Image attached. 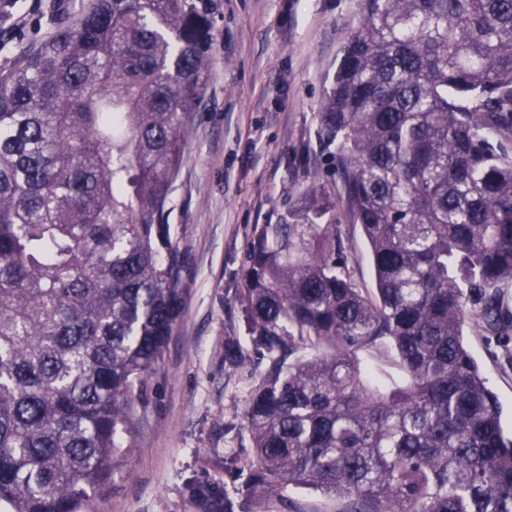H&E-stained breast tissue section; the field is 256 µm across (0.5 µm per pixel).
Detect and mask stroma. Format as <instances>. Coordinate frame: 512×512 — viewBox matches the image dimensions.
Returning a JSON list of instances; mask_svg holds the SVG:
<instances>
[{
    "instance_id": "obj_1",
    "label": "stroma",
    "mask_w": 512,
    "mask_h": 512,
    "mask_svg": "<svg viewBox=\"0 0 512 512\" xmlns=\"http://www.w3.org/2000/svg\"><path fill=\"white\" fill-rule=\"evenodd\" d=\"M89 0H0L26 23L0 42V73ZM211 75L168 204L183 259L184 296L163 359L139 408L134 447L94 502L95 512H196L185 487L223 484L224 458L250 445L244 419L264 374L261 352L224 359V342L248 332L239 300L254 225L280 224L311 187L336 203L343 258L362 291L375 286L367 242L353 224L340 176L328 161L317 114L360 0H215ZM465 342L512 434V335L466 327Z\"/></svg>"
}]
</instances>
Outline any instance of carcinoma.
Segmentation results:
<instances>
[{
    "label": "carcinoma",
    "instance_id": "1",
    "mask_svg": "<svg viewBox=\"0 0 512 512\" xmlns=\"http://www.w3.org/2000/svg\"><path fill=\"white\" fill-rule=\"evenodd\" d=\"M214 0H93L0 75V512H93L182 301L168 203L209 79ZM318 124L375 271L322 188L254 227L241 303L268 368L236 495L198 512H512V437L464 344L512 330V0H361ZM320 350L290 363L308 347ZM389 347L388 387L359 354ZM288 512H337L341 503L312 489H294L288 491Z\"/></svg>",
    "mask_w": 512,
    "mask_h": 512
}]
</instances>
